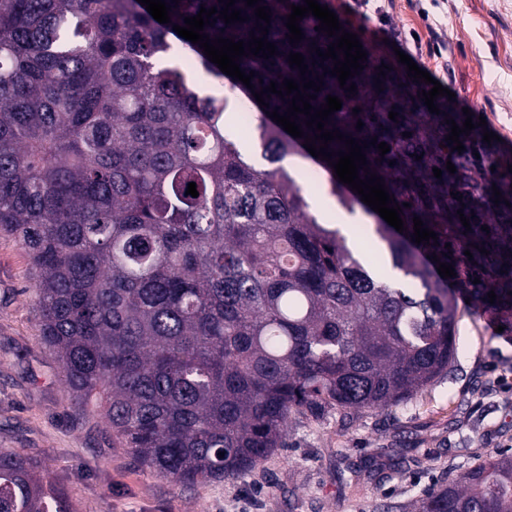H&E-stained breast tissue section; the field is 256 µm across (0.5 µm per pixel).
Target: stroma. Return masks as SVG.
Listing matches in <instances>:
<instances>
[{"mask_svg": "<svg viewBox=\"0 0 512 512\" xmlns=\"http://www.w3.org/2000/svg\"><path fill=\"white\" fill-rule=\"evenodd\" d=\"M375 53L404 52L453 92L448 116L484 117L494 141L464 137L462 158L500 186L486 224H512V0H328ZM311 213L351 245L376 217L347 210L327 191ZM30 259L0 232V449L44 461L76 512H408L430 487L487 455L512 449V320L458 300L451 373L412 399L349 424L292 422L285 447L254 469L177 488L112 442L95 407L78 411L57 357L40 337Z\"/></svg>", "mask_w": 512, "mask_h": 512, "instance_id": "stroma-1", "label": "stroma"}]
</instances>
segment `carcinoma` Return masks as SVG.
<instances>
[{"label": "carcinoma", "mask_w": 512, "mask_h": 512, "mask_svg": "<svg viewBox=\"0 0 512 512\" xmlns=\"http://www.w3.org/2000/svg\"><path fill=\"white\" fill-rule=\"evenodd\" d=\"M166 2L171 22L161 24L137 0H0V230L31 260L41 340L74 407L94 404L141 468L185 487L250 471L284 446L292 420L351 421L447 375L456 293L437 267L454 265L474 302L511 317L512 224L481 230L477 204L493 199L492 183L479 184L461 163L447 171L446 105L428 111L395 69L378 91V67L390 61L365 45L363 71L346 81L357 94L348 93L319 67L334 68L315 48L335 37L315 30L318 19L304 17V39L289 44V5L304 0H261L279 54L241 57L254 89L237 79L233 87L253 103L272 81L283 89V80H300L288 63L300 53L309 79L323 78L321 91L307 90L316 95L309 103L342 101L326 129L390 147L363 153L401 206L403 232L376 225L401 278L368 267L275 166L315 136L304 114L302 138L269 117L292 97L264 98L257 126L271 167L258 169L224 96L189 84L179 61L163 65L178 44L224 83L203 49L173 30L200 6L224 4ZM234 8L249 20L227 25L215 13L204 26L210 39L261 36L254 8L243 0ZM316 162L342 205L362 204L327 161ZM190 182L196 197L186 194ZM416 216L438 240L411 241ZM0 512L76 510L36 457L0 449ZM416 512H512V454L489 455L426 490Z\"/></svg>", "instance_id": "carcinoma-1"}]
</instances>
